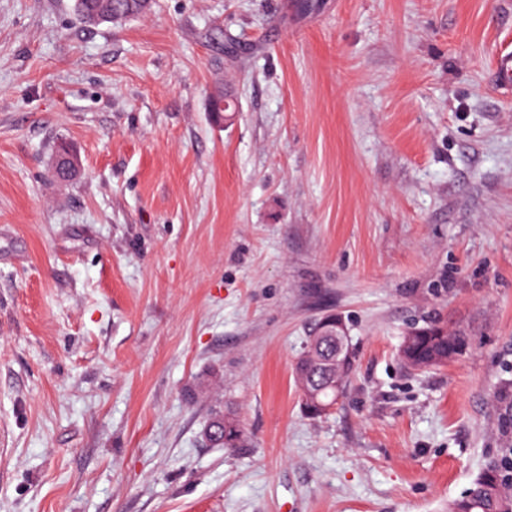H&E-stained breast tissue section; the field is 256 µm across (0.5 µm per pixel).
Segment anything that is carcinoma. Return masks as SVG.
<instances>
[{
	"label": "carcinoma",
	"mask_w": 512,
	"mask_h": 512,
	"mask_svg": "<svg viewBox=\"0 0 512 512\" xmlns=\"http://www.w3.org/2000/svg\"><path fill=\"white\" fill-rule=\"evenodd\" d=\"M152 0H75V11L87 23H119L128 18L147 14ZM422 336L411 340L409 353L402 361L411 371H426L435 367L439 357L453 358L461 342L468 340L461 330H451L440 321L418 327ZM301 397L306 390L318 391L316 402L302 401L305 413L317 418L336 404V379L321 369H309L296 374ZM207 428L214 432L210 442L229 451L242 447L245 431L237 415L222 409L211 413ZM448 512H512V453L502 455L500 462L485 469L473 486L461 498L448 503Z\"/></svg>",
	"instance_id": "carcinoma-1"
}]
</instances>
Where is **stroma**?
Listing matches in <instances>:
<instances>
[{
	"mask_svg": "<svg viewBox=\"0 0 512 512\" xmlns=\"http://www.w3.org/2000/svg\"><path fill=\"white\" fill-rule=\"evenodd\" d=\"M505 47L512 0H0V512H445L512 446ZM433 319L468 348L407 372ZM152 0H75V11L87 23H119L147 14ZM491 80L499 90L512 91V52H500L491 72ZM315 347L323 342L333 346V363L336 370L353 362V350L349 343V333L346 324L340 320H332L320 324L313 334ZM332 373H335V368L327 373L321 369H308L303 374L296 372L303 409L311 418H317L326 414L336 404V378L331 376ZM306 389L318 390L317 404H310L305 400ZM214 432V437L208 439L214 446L234 451L241 448L245 431L241 420L236 414L222 409L211 413L206 429Z\"/></svg>",
	"mask_w": 512,
	"mask_h": 512,
	"instance_id": "obj_1",
	"label": "stroma"
}]
</instances>
